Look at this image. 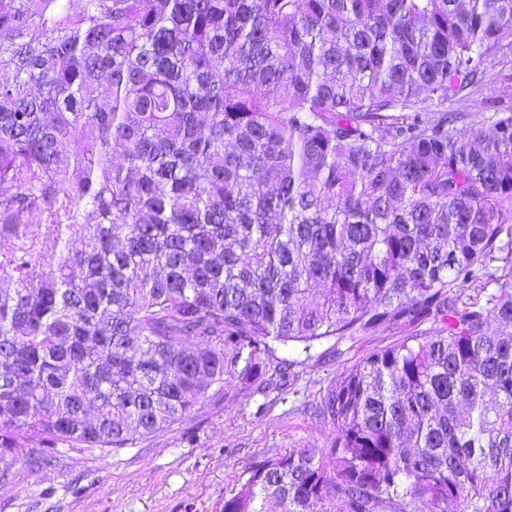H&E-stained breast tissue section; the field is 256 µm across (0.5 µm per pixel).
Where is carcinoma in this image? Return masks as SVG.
<instances>
[{
	"mask_svg": "<svg viewBox=\"0 0 512 512\" xmlns=\"http://www.w3.org/2000/svg\"><path fill=\"white\" fill-rule=\"evenodd\" d=\"M491 55L512 0H0V458L431 320L224 512H512V108L451 110Z\"/></svg>",
	"mask_w": 512,
	"mask_h": 512,
	"instance_id": "1",
	"label": "carcinoma"
}]
</instances>
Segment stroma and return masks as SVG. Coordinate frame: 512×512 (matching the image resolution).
Masks as SVG:
<instances>
[{
  "instance_id": "1",
  "label": "stroma",
  "mask_w": 512,
  "mask_h": 512,
  "mask_svg": "<svg viewBox=\"0 0 512 512\" xmlns=\"http://www.w3.org/2000/svg\"><path fill=\"white\" fill-rule=\"evenodd\" d=\"M488 83L474 95L475 109L492 117L494 101H512V57H488ZM409 326L323 343L285 389L256 391L225 376L213 396L172 429L134 437L103 456L61 448L48 465L13 466L0 485V512H224L257 461L310 444H323L330 430L302 404L319 400L337 374L370 351L392 345Z\"/></svg>"
}]
</instances>
